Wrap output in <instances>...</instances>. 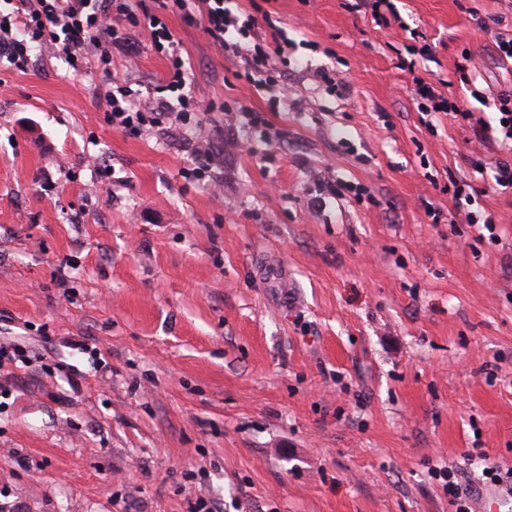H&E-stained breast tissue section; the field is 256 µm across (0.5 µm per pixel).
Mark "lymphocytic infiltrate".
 <instances>
[{
    "label": "lymphocytic infiltrate",
    "instance_id": "f902f5d3",
    "mask_svg": "<svg viewBox=\"0 0 512 512\" xmlns=\"http://www.w3.org/2000/svg\"><path fill=\"white\" fill-rule=\"evenodd\" d=\"M170 13L189 22L203 19L213 44L241 59L250 85L286 101L288 90L278 87L272 61L287 47V35L276 26L260 29L253 14L234 0H0V60L23 72L36 53L45 52L72 71L100 73L109 84L107 121L122 132L137 135L170 119L186 124L199 104L188 83L189 62L166 22ZM139 28L147 31L151 51L168 62L162 84L146 87L148 101L142 107L126 79L112 73L114 54H131ZM413 94L420 112L448 113L471 129L480 146L508 152V159L491 166L492 183L495 191L512 193V93L499 94L489 120L456 94H440L423 79H416Z\"/></svg>",
    "mask_w": 512,
    "mask_h": 512
}]
</instances>
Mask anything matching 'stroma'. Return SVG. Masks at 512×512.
<instances>
[{"mask_svg": "<svg viewBox=\"0 0 512 512\" xmlns=\"http://www.w3.org/2000/svg\"><path fill=\"white\" fill-rule=\"evenodd\" d=\"M257 2L293 42L284 105L203 22L168 18L214 106L218 192L183 175L191 127L128 136L99 75L0 65V340L40 357L0 370V512H455L433 469L477 502L498 490L484 467L512 469V194L492 187L497 151L472 169L470 131L422 121L412 94L458 81L464 53L485 97L512 90V0H394L381 27L354 0ZM412 28L435 59L408 73ZM133 41L112 70L141 103L167 62ZM242 105L265 133L231 121ZM454 179L497 240L427 216Z\"/></svg>", "mask_w": 512, "mask_h": 512, "instance_id": "35a3bbf8", "label": "stroma"}]
</instances>
